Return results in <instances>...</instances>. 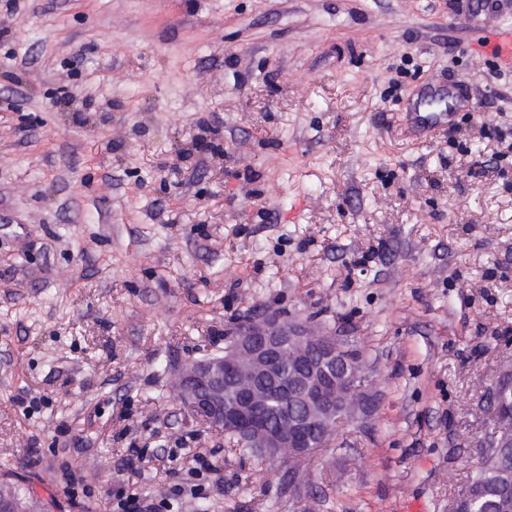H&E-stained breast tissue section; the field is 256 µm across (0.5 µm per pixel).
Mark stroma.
Here are the masks:
<instances>
[{"label":"stroma","mask_w":512,"mask_h":512,"mask_svg":"<svg viewBox=\"0 0 512 512\" xmlns=\"http://www.w3.org/2000/svg\"><path fill=\"white\" fill-rule=\"evenodd\" d=\"M477 2L0 0V483L42 512L130 483L168 512H448L512 366V64ZM455 85L454 128L408 137ZM269 315L356 350L377 400L288 468L164 369ZM201 448L223 489L171 494ZM478 46L487 55L510 64L512 62V26L508 28L489 27L483 41ZM67 494L74 500L80 497L89 498L90 488L84 475H78L68 464L62 467V476ZM81 490V496H80Z\"/></svg>","instance_id":"35a3bbf8"}]
</instances>
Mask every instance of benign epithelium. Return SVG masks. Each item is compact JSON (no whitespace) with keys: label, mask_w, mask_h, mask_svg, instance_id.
Masks as SVG:
<instances>
[{"label":"benign epithelium","mask_w":512,"mask_h":512,"mask_svg":"<svg viewBox=\"0 0 512 512\" xmlns=\"http://www.w3.org/2000/svg\"><path fill=\"white\" fill-rule=\"evenodd\" d=\"M328 344L335 337H320L300 322L276 316L249 323L236 332L224 355L208 360H188L175 372L174 385L180 398L206 420L235 428L251 439L261 458L285 462L305 456L316 447L321 426L339 415L367 414L375 399L361 397L351 403L338 385L343 376L352 385L359 377L349 371V360L329 357L315 364L296 359L297 368L284 374L279 352L288 344L312 348L317 341ZM293 390L301 409L290 411L288 400H273V390ZM512 392V371L506 369L491 386L490 394L505 397Z\"/></svg>","instance_id":"7a95c632"}]
</instances>
